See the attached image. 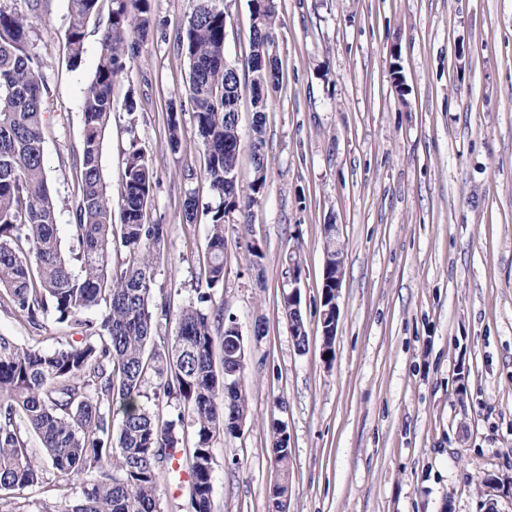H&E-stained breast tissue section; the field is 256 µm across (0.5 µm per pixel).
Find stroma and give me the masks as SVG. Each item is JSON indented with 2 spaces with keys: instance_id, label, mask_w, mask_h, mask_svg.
<instances>
[{
  "instance_id": "1",
  "label": "stroma",
  "mask_w": 512,
  "mask_h": 512,
  "mask_svg": "<svg viewBox=\"0 0 512 512\" xmlns=\"http://www.w3.org/2000/svg\"><path fill=\"white\" fill-rule=\"evenodd\" d=\"M280 83L264 131L266 188L226 234L215 292L250 348L253 419L212 445L213 512H268L270 423L292 450L288 512H512V0H276ZM225 58L251 139L250 0H223ZM153 27L115 83L104 181L122 189L130 139L154 170L148 221L167 227L156 287L193 295L218 205L185 93L186 0H152ZM111 0L71 64L67 0H38L29 49L48 88L44 160L64 247L91 79ZM182 114L168 145L167 112ZM341 225L345 273L333 360L321 353L323 227ZM264 257L253 263L246 245ZM301 260L306 352L282 307ZM262 338H255V326Z\"/></svg>"
}]
</instances>
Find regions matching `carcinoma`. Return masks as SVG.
Here are the masks:
<instances>
[{
  "instance_id": "1",
  "label": "carcinoma",
  "mask_w": 512,
  "mask_h": 512,
  "mask_svg": "<svg viewBox=\"0 0 512 512\" xmlns=\"http://www.w3.org/2000/svg\"><path fill=\"white\" fill-rule=\"evenodd\" d=\"M219 0H187L180 37L189 61L186 94L204 147V178L219 197L210 211L203 278L195 296L155 292L167 228L147 221L154 173L137 140L125 156L119 210L103 179L101 141L119 105L113 84L136 54L134 34L152 24L150 0H111L95 71L82 92L83 138L70 233L62 247L57 202L44 165L47 87L28 49V16L0 9V306L34 332L51 316L75 330L58 346H20L0 334V512H160V479L189 469V512L212 510V443L250 423L249 350L235 319L210 290L224 284L228 214L254 206L267 181L224 189L237 139L224 102L239 100L224 71ZM99 0H68L70 59L85 52ZM250 42L274 43L275 0H251ZM264 91L279 82L264 65ZM263 137L267 98L252 97ZM168 144L180 147L181 116L169 107ZM125 251L122 261L113 254ZM103 308L98 319L91 310ZM119 423H114L115 417ZM40 451L28 449L30 437ZM272 462L288 471L287 426L271 423Z\"/></svg>"
}]
</instances>
